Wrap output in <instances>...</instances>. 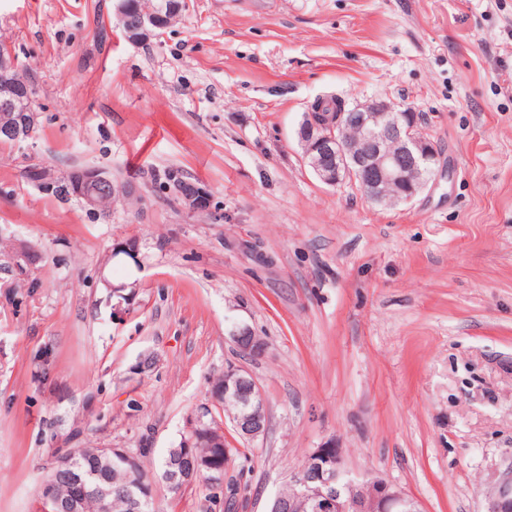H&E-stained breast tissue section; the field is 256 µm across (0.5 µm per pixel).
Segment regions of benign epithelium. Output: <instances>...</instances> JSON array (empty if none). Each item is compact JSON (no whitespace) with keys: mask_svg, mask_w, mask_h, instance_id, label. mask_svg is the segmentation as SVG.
Here are the masks:
<instances>
[{"mask_svg":"<svg viewBox=\"0 0 512 512\" xmlns=\"http://www.w3.org/2000/svg\"><path fill=\"white\" fill-rule=\"evenodd\" d=\"M115 17L128 30L129 42L138 43L159 24L153 10L138 13L135 25H128V0H115ZM32 90L21 76V68L8 51H0V139L19 142L27 139L36 126ZM342 120L330 112L309 105L302 116L297 135L307 164L318 178L330 186L350 183L372 202L382 200L383 192L397 189L401 202L412 200L434 174V145L398 107L384 100L356 103L345 112L347 124L363 135L359 149L350 148L336 133ZM27 178L47 191L62 188L100 217L110 216L107 201L115 190L112 174L95 167H82L59 176L47 166L31 167ZM232 340L237 349L257 357L263 343L245 329ZM224 401L237 407L231 416L237 435L254 440L266 433L268 413L264 395L249 371L237 365L224 369ZM214 489L224 488V465L204 459L193 460L183 453L174 455L167 482L186 485L200 477ZM348 477L342 449L329 443L314 449L291 476L293 498L278 503L272 512H299L296 504L309 505L313 512H421L417 501L408 498L396 484L373 479L371 493L353 497L347 494ZM74 492L61 504L62 512H81L88 494L97 497L99 512H111V491L103 484L88 486L81 477H72ZM485 512H512V469H508L486 497Z\"/></svg>","mask_w":512,"mask_h":512,"instance_id":"1","label":"benign epithelium"}]
</instances>
